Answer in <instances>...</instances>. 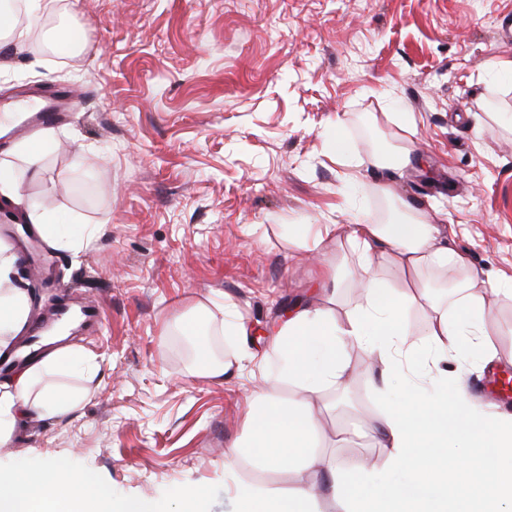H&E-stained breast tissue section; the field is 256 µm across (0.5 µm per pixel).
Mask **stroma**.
<instances>
[{"label":"stroma","mask_w":512,"mask_h":512,"mask_svg":"<svg viewBox=\"0 0 512 512\" xmlns=\"http://www.w3.org/2000/svg\"><path fill=\"white\" fill-rule=\"evenodd\" d=\"M63 3L84 50L0 51V108L81 97L80 114L54 124L60 147L41 181L23 182L22 193L50 196L56 213L104 230L76 259L10 208L0 239L21 250L31 321L69 304L99 308L102 324L68 341L91 354L94 373L50 378L83 395L79 410L27 421L0 446V471L59 463L88 473L110 503L141 499L155 512H185L191 485L199 512H237L224 450L244 433L251 371L273 366L264 352L281 308L320 291L315 248L343 280L337 314L363 300L352 249L317 244L316 225L351 224L364 211L386 221L407 204L478 272L496 353L490 364L449 361L418 383L434 355L427 318L458 296L434 273V306L406 312L420 345L387 389L373 381V356L355 353L358 379L327 414V436L339 460L369 458L363 496L407 483L388 469L387 449L370 446L367 423L461 383L485 404L493 366L512 378V296L490 291L512 280V0ZM403 148L411 162L399 167ZM230 311L253 325L250 373L199 376L181 352L205 338L233 356L218 330Z\"/></svg>","instance_id":"stroma-1"}]
</instances>
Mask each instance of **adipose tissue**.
<instances>
[{
    "label": "adipose tissue",
    "instance_id": "1",
    "mask_svg": "<svg viewBox=\"0 0 512 512\" xmlns=\"http://www.w3.org/2000/svg\"><path fill=\"white\" fill-rule=\"evenodd\" d=\"M15 169L0 163V203L24 207L48 244L80 256L98 237L90 224H62L47 209L25 207ZM324 237L349 244L364 271L363 303L336 314V297L288 310L271 343L278 370L251 392L243 441L224 451L225 468L237 472L234 495L240 512H314L316 496L309 485L282 491L243 477V469L269 474L314 471L324 478L328 496L356 512L361 496L358 463L337 462L326 449L321 417L329 402L349 392L352 353L369 348L376 357L377 384H386L414 331L405 320L413 304L432 303L423 281L425 270L460 272L462 293L452 316L431 318L429 333L439 353H468L492 358L485 326L492 318L483 295L474 293L477 273L461 252L448 247L429 218L414 211L400 219L380 221L362 215L354 224H327ZM398 269L404 289L373 274L375 256ZM19 254L0 241V356H10L28 328L30 301L19 283ZM73 349L52 350L0 381V445L34 417L65 416L79 397L54 390H36L38 381L61 368L85 363ZM379 447L389 449L388 466L413 473L402 486L379 487L373 512H512V418L493 410L474 411L465 391L429 405L411 403L386 410L371 431ZM84 475L59 464L36 474L0 481V512H101L109 496L103 489L79 495Z\"/></svg>",
    "mask_w": 512,
    "mask_h": 512
}]
</instances>
